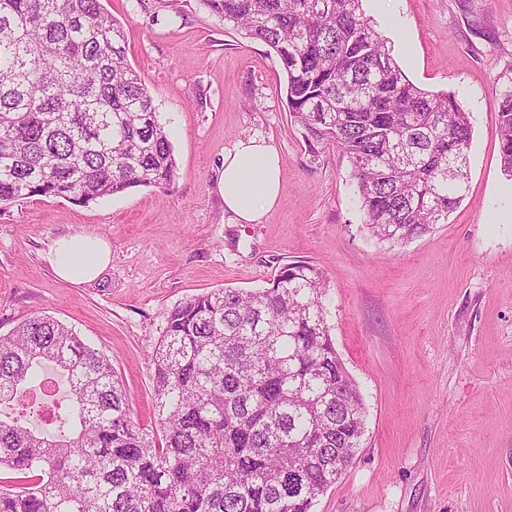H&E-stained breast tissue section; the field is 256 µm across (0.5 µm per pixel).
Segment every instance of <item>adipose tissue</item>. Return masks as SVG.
Returning a JSON list of instances; mask_svg holds the SVG:
<instances>
[{"label": "adipose tissue", "instance_id": "1", "mask_svg": "<svg viewBox=\"0 0 512 512\" xmlns=\"http://www.w3.org/2000/svg\"><path fill=\"white\" fill-rule=\"evenodd\" d=\"M280 174L278 153L266 141L242 139L225 150L218 190L231 222H260L278 202ZM47 259L60 280L82 285L95 280L109 265L111 250L100 237L66 235L55 240Z\"/></svg>", "mask_w": 512, "mask_h": 512}]
</instances>
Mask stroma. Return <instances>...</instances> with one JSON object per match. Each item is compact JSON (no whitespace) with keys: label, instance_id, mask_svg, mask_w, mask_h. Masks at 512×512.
Returning a JSON list of instances; mask_svg holds the SVG:
<instances>
[{"label":"stroma","instance_id":"obj_1","mask_svg":"<svg viewBox=\"0 0 512 512\" xmlns=\"http://www.w3.org/2000/svg\"><path fill=\"white\" fill-rule=\"evenodd\" d=\"M128 60L170 136L177 177L86 206L0 205V336L46 314L112 361L142 428L154 425L147 356L167 316L218 288L262 287L308 260L327 279L326 321L366 404L354 463L312 512H512V178L497 102L512 89V0H363L396 60L472 123L468 183L447 223L402 244L364 229L349 159L294 122L276 53L202 0H105ZM258 138L279 153L278 204L233 224L217 180L224 152ZM103 237L94 281L59 280V237Z\"/></svg>","mask_w":512,"mask_h":512}]
</instances>
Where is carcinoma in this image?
<instances>
[{
    "instance_id": "1",
    "label": "carcinoma",
    "mask_w": 512,
    "mask_h": 512,
    "mask_svg": "<svg viewBox=\"0 0 512 512\" xmlns=\"http://www.w3.org/2000/svg\"><path fill=\"white\" fill-rule=\"evenodd\" d=\"M268 45L288 111L332 140L357 180L364 228L420 237L463 199L469 115L412 83L362 0H204ZM512 177V91L497 103ZM177 163L153 97L102 0H0V203L89 204L169 186ZM327 285L307 261L255 290L220 288L175 307L150 354L157 444L134 422L108 357L41 314L0 336V404L35 391L43 363L70 402L57 432L0 420V512H311L352 464L365 404L332 341Z\"/></svg>"
}]
</instances>
